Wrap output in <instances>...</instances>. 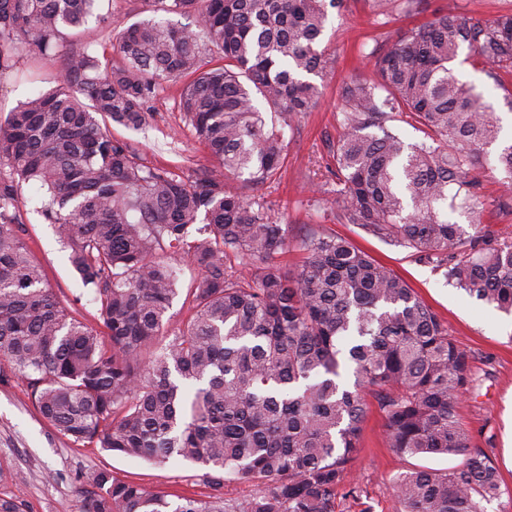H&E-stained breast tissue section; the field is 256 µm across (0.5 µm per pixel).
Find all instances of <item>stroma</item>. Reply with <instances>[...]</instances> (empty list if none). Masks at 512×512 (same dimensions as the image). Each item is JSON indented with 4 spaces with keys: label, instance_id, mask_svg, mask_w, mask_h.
Returning a JSON list of instances; mask_svg holds the SVG:
<instances>
[{
    "label": "stroma",
    "instance_id": "obj_1",
    "mask_svg": "<svg viewBox=\"0 0 512 512\" xmlns=\"http://www.w3.org/2000/svg\"><path fill=\"white\" fill-rule=\"evenodd\" d=\"M448 0H429L426 12L392 16L380 24L359 0L328 14L320 48L331 61L327 76L318 85L319 105L287 134L288 151L274 181L254 187L240 184L247 197L272 202L279 223L287 227L289 248L276 255L282 271L295 272L302 260L299 245L313 231L323 229L346 238L402 277L418 297L447 325L456 344L471 356L476 387L462 396L457 418L469 433L472 447L481 449L496 467L500 496L486 503V512H512V314L467 296L448 284L427 263L417 261L404 249L366 235L358 226L338 223L336 183L324 179L320 167L329 161V145L341 132L339 87L372 77L370 65L361 58L362 46H373L380 33L406 30L429 18L431 11L446 7ZM143 0H103L104 22H90L78 47L98 57L113 53L114 29L140 19ZM60 58L34 63L20 57L16 72L0 75V123L35 87L41 76L52 87L60 70ZM459 77L474 84L485 102L494 106L502 127V140L512 139V109L505 106L500 90L480 69L464 65ZM182 84L169 81L159 87L150 103L147 123L133 131L113 124V137L135 148L154 167L172 169L193 179L199 169L213 167L207 148L199 141L180 110ZM41 194L38 184H22L16 212L25 228V241L33 261L48 285L79 319L94 321L97 307L83 288L69 261V252L57 241L55 228L35 209ZM459 463L455 456L401 457L385 444L384 419L377 405H370L361 424L358 453L350 479L360 492L359 500L341 502L342 512H395L394 483L412 469L444 473ZM105 467L125 481H133L165 495L204 499L211 488L202 481L198 466L187 462L157 465L142 458L112 454L102 448L74 443L59 434L40 415L25 381L12 378L0 384V497L16 500L23 512H78L85 484L83 474Z\"/></svg>",
    "mask_w": 512,
    "mask_h": 512
}]
</instances>
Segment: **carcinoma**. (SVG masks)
Returning a JSON list of instances; mask_svg holds the SVG:
<instances>
[{"instance_id":"carcinoma-1","label":"carcinoma","mask_w":512,"mask_h":512,"mask_svg":"<svg viewBox=\"0 0 512 512\" xmlns=\"http://www.w3.org/2000/svg\"><path fill=\"white\" fill-rule=\"evenodd\" d=\"M100 2L0 0L1 74L22 53L63 61L55 87L0 123V356L11 366L0 382L25 379L41 416L75 443L187 461L215 490L238 480L258 491L173 503L98 467L79 512H337L339 496H357L348 483L368 397L396 455L461 458L444 474H400L397 512H483L500 484L456 417L474 383L468 352L402 278L333 233H312L300 271L283 275L273 258L288 241L271 205L226 182L279 174L285 130L319 102L304 76L328 71L317 45L328 9L344 0H152L154 15L193 18L195 28L135 21L104 61L68 45L101 21ZM425 2L366 0L385 19ZM464 48L512 108V13L488 25L455 3L385 34L366 54L377 82L341 86L336 221L512 313V237L448 221L483 197L481 169L499 186L495 209L512 213V142L500 141L494 107L459 79ZM182 78L180 109L217 163L193 181L149 166L105 127L140 129L157 89ZM398 116L424 138L405 142ZM30 181L105 336L68 312L29 257L16 201ZM169 251L198 278L189 319L153 352L178 295Z\"/></svg>"}]
</instances>
